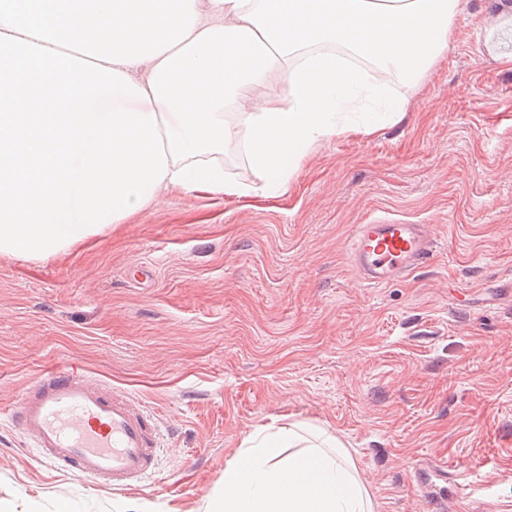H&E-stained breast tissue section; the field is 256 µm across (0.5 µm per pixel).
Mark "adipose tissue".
I'll return each instance as SVG.
<instances>
[{"label": "adipose tissue", "instance_id": "1", "mask_svg": "<svg viewBox=\"0 0 512 512\" xmlns=\"http://www.w3.org/2000/svg\"><path fill=\"white\" fill-rule=\"evenodd\" d=\"M464 0H0V255L70 252L166 192L274 198L344 129L398 122ZM146 76H136L139 67ZM285 89H271L275 81ZM267 88L255 100V88ZM363 102L350 127L338 112ZM258 175H226V151ZM202 512H377L347 448L257 429Z\"/></svg>", "mask_w": 512, "mask_h": 512}]
</instances>
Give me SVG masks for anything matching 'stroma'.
Listing matches in <instances>:
<instances>
[{
  "label": "stroma",
  "mask_w": 512,
  "mask_h": 512,
  "mask_svg": "<svg viewBox=\"0 0 512 512\" xmlns=\"http://www.w3.org/2000/svg\"><path fill=\"white\" fill-rule=\"evenodd\" d=\"M468 0L396 124L323 141L275 199L165 194L47 261L0 256V399L79 360L157 420L140 486L43 466L0 422L16 512H194L257 428L327 426L378 512H512V63ZM425 224L432 253L365 285L352 225Z\"/></svg>",
  "instance_id": "stroma-1"
}]
</instances>
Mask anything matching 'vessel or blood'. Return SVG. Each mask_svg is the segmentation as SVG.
Wrapping results in <instances>:
<instances>
[{"label": "vessel or blood", "instance_id": "obj_1", "mask_svg": "<svg viewBox=\"0 0 512 512\" xmlns=\"http://www.w3.org/2000/svg\"><path fill=\"white\" fill-rule=\"evenodd\" d=\"M432 251L425 225L372 220L354 225L349 258L372 287L406 276ZM53 467L109 490L140 485L159 446L155 419L127 394L91 381L76 362L45 372L19 406L5 410Z\"/></svg>", "mask_w": 512, "mask_h": 512}]
</instances>
